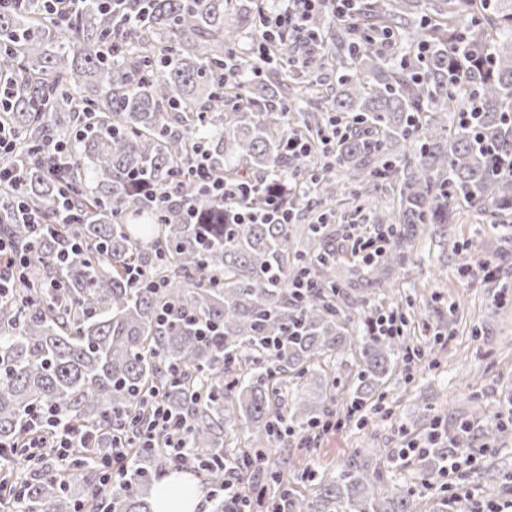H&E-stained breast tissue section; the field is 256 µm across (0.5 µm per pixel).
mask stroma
Segmentation results:
<instances>
[{
    "label": "stroma",
    "mask_w": 512,
    "mask_h": 512,
    "mask_svg": "<svg viewBox=\"0 0 512 512\" xmlns=\"http://www.w3.org/2000/svg\"><path fill=\"white\" fill-rule=\"evenodd\" d=\"M491 262L494 283L463 273V265ZM394 306L423 357L399 365L384 396L366 415L303 447L299 438L272 445L269 460L290 457L296 469L335 471L356 448L388 452L378 466L385 481L411 484L412 464L391 457L408 441H424L426 407L440 412L447 435L468 426L470 455L458 457L459 493L477 503L512 500V434L486 443L489 416L512 411V211L492 217L460 208L452 223L432 228L414 248V259L389 275ZM480 403L483 414L472 411Z\"/></svg>",
    "instance_id": "stroma-1"
}]
</instances>
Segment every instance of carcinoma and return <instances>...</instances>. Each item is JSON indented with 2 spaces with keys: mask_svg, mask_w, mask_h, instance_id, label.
I'll return each instance as SVG.
<instances>
[{
  "mask_svg": "<svg viewBox=\"0 0 512 512\" xmlns=\"http://www.w3.org/2000/svg\"><path fill=\"white\" fill-rule=\"evenodd\" d=\"M268 7L0 9L19 142L17 179L0 184V233L34 254L0 300V465L19 478V512H155L154 482L182 468L165 437L139 444L154 399L189 426L185 447L207 484L235 470L245 512H423V490L471 443L466 429L428 439L411 487L386 486L365 448L330 476L290 473L288 458L264 466L272 441L373 399L407 351L400 337L372 332L374 310L356 321L340 300L367 304L388 270L412 263L416 239L459 208L512 209V0H358L344 17L327 3L309 20L312 41L273 43L262 62L236 48ZM381 29L392 34L384 52L364 40ZM299 52L305 72L330 68L336 86L289 66ZM226 65L236 79L224 80ZM288 100L291 116L280 109ZM338 118L353 126L326 154L319 144ZM292 136L313 145L306 159L288 155ZM53 138L68 149L52 167ZM197 151L218 177H262L285 201L312 193L333 204L349 191L390 227L389 246L342 280L348 247L336 246L334 225L235 223L242 205L264 212L266 195L206 193L191 168ZM385 182L388 214L378 210ZM63 194L75 213L66 223ZM20 205L42 224L10 223ZM299 229L308 250L294 246ZM74 240L82 247L60 260ZM130 266L143 273L135 286ZM290 270L311 288L293 292ZM352 350L356 380L338 392L328 368ZM47 415L73 447L31 462L21 444ZM511 430L494 419L485 438ZM115 436L130 451L122 478L101 492L93 463L112 456ZM242 436L253 451L238 447Z\"/></svg>",
  "mask_w": 512,
  "mask_h": 512,
  "instance_id": "carcinoma-1",
  "label": "carcinoma"
}]
</instances>
